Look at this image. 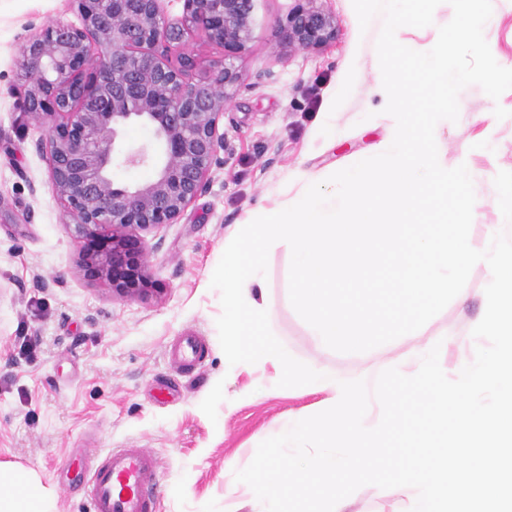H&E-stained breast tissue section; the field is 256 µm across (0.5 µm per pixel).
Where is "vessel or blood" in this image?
I'll return each instance as SVG.
<instances>
[{"mask_svg":"<svg viewBox=\"0 0 512 512\" xmlns=\"http://www.w3.org/2000/svg\"><path fill=\"white\" fill-rule=\"evenodd\" d=\"M204 354L202 336L189 334L170 343L168 356L177 366L196 369ZM158 462L141 446L111 448L96 455L84 481L91 512H158Z\"/></svg>","mask_w":512,"mask_h":512,"instance_id":"b4317fda","label":"vessel or blood"}]
</instances>
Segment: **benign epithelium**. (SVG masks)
I'll return each instance as SVG.
<instances>
[{"mask_svg": "<svg viewBox=\"0 0 512 512\" xmlns=\"http://www.w3.org/2000/svg\"><path fill=\"white\" fill-rule=\"evenodd\" d=\"M78 23L53 20L19 48L20 106L45 133L35 143L47 161L49 185L67 217L87 281L120 299L158 290L146 266L145 236L175 224L206 192L213 170L227 163L221 117L245 83L238 61L254 40L258 0H70ZM324 0H293L279 24L277 53L323 50L335 39V14ZM201 32L224 50L209 70L186 43ZM142 123L153 140H125ZM151 166L154 178L117 185L114 166Z\"/></svg>", "mask_w": 512, "mask_h": 512, "instance_id": "7a95c632", "label": "benign epithelium"}]
</instances>
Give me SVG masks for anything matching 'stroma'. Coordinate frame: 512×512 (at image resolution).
I'll use <instances>...</instances> for the list:
<instances>
[{"instance_id": "1", "label": "stroma", "mask_w": 512, "mask_h": 512, "mask_svg": "<svg viewBox=\"0 0 512 512\" xmlns=\"http://www.w3.org/2000/svg\"><path fill=\"white\" fill-rule=\"evenodd\" d=\"M292 0H259L251 50L239 62L245 81L272 80L237 95L219 130L232 150L206 193L175 224L147 234V269L160 292L146 300L113 297L76 272L78 253L48 182L45 158L11 89L28 23L75 21L68 0H0V471L24 472L46 492L50 512H88L79 474L97 450L138 444L158 457L161 512H257L234 473L253 459L288 415H314L322 394L278 387L272 366L229 365L211 286L225 245L254 210L296 193L308 173L330 175L375 153L393 134L377 89L373 18L360 29L352 0H326L335 42L324 51L279 59L278 24ZM484 37L498 63H512V0H492ZM509 110L499 120L495 107ZM443 162L467 157L484 200L472 235L483 241L500 223L494 178L512 171V89L492 100L476 85L459 94V118L442 134ZM472 294L450 302L432 327L460 329L484 307L486 273L471 274ZM270 323L289 354L339 376L410 348L403 336L364 353L323 346L289 300L288 251L270 248L266 273ZM196 332L206 346L200 370L180 371L166 356L177 336Z\"/></svg>"}]
</instances>
